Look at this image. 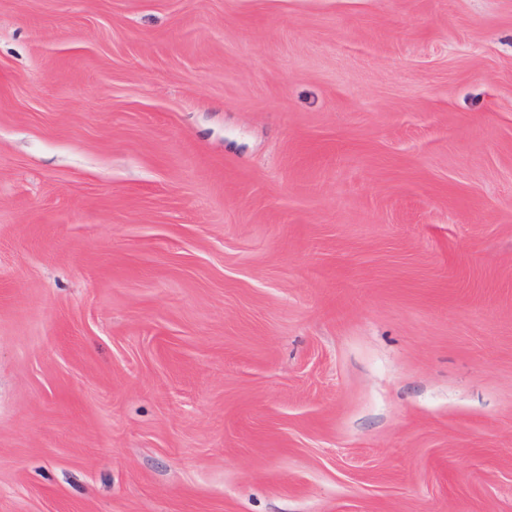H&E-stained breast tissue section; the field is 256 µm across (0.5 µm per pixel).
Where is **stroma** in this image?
<instances>
[{"label": "stroma", "instance_id": "35a3bbf8", "mask_svg": "<svg viewBox=\"0 0 512 512\" xmlns=\"http://www.w3.org/2000/svg\"><path fill=\"white\" fill-rule=\"evenodd\" d=\"M0 512H512V0H0Z\"/></svg>", "mask_w": 512, "mask_h": 512}]
</instances>
